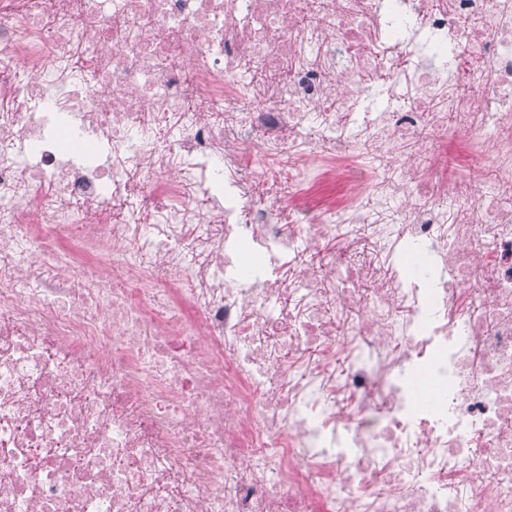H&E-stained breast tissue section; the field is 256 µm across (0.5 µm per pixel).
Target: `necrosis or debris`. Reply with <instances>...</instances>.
<instances>
[{"label":"necrosis or debris","instance_id":"4bbe7bcc","mask_svg":"<svg viewBox=\"0 0 512 512\" xmlns=\"http://www.w3.org/2000/svg\"><path fill=\"white\" fill-rule=\"evenodd\" d=\"M5 77L0 512H512V0H0Z\"/></svg>","mask_w":512,"mask_h":512}]
</instances>
